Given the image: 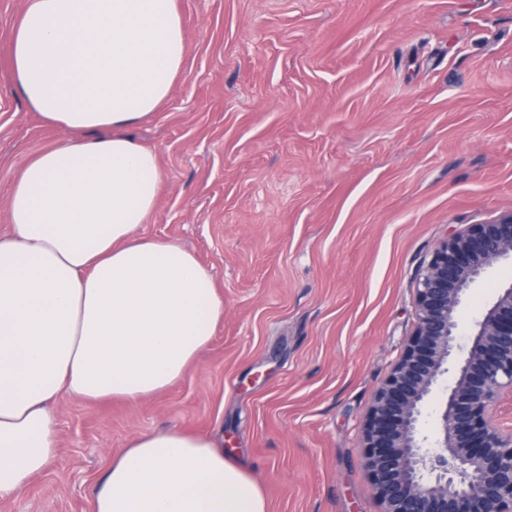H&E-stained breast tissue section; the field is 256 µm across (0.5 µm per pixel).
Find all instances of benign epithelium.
Returning a JSON list of instances; mask_svg holds the SVG:
<instances>
[{"label": "benign epithelium", "mask_w": 512, "mask_h": 512, "mask_svg": "<svg viewBox=\"0 0 512 512\" xmlns=\"http://www.w3.org/2000/svg\"><path fill=\"white\" fill-rule=\"evenodd\" d=\"M512 261V211L454 230L416 279V324L374 392L361 447L380 512H512V282L459 343L470 288Z\"/></svg>", "instance_id": "1"}]
</instances>
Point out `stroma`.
Returning a JSON list of instances; mask_svg holds the SVG:
<instances>
[{
    "label": "stroma",
    "mask_w": 512,
    "mask_h": 512,
    "mask_svg": "<svg viewBox=\"0 0 512 512\" xmlns=\"http://www.w3.org/2000/svg\"><path fill=\"white\" fill-rule=\"evenodd\" d=\"M186 58L135 129L164 175L142 234L215 276L224 319L136 402L56 403L52 465L0 512H90L143 432L223 442L269 512H380L360 437L452 230L512 210V0H177ZM26 0H0V235L27 162L59 143L8 79ZM512 262L468 292L479 317Z\"/></svg>",
    "instance_id": "35a3bbf8"
}]
</instances>
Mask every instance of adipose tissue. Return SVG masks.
Wrapping results in <instances>:
<instances>
[{
	"instance_id": "obj_1",
	"label": "adipose tissue",
	"mask_w": 512,
	"mask_h": 512,
	"mask_svg": "<svg viewBox=\"0 0 512 512\" xmlns=\"http://www.w3.org/2000/svg\"><path fill=\"white\" fill-rule=\"evenodd\" d=\"M186 46L176 0H28L11 78L64 131L24 167L0 237V500L55 460L56 400L137 401L185 374L224 317L215 278L179 243L139 235L163 175L130 130L172 93ZM91 512H268L210 437L140 434Z\"/></svg>"
}]
</instances>
